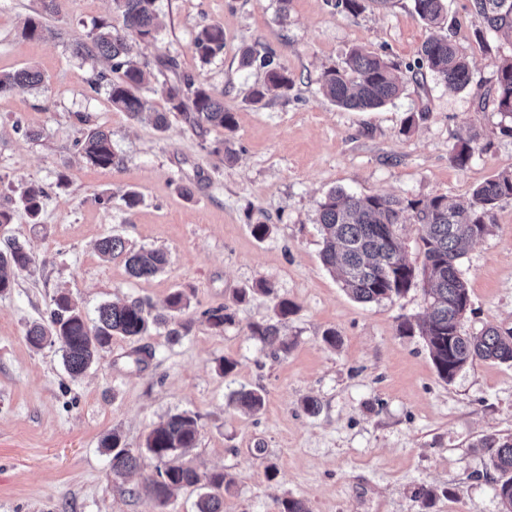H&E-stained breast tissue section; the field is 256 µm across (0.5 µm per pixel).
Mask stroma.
<instances>
[{
  "label": "stroma",
  "instance_id": "obj_1",
  "mask_svg": "<svg viewBox=\"0 0 512 512\" xmlns=\"http://www.w3.org/2000/svg\"><path fill=\"white\" fill-rule=\"evenodd\" d=\"M444 4L469 85L454 91L429 75L393 103L358 112L325 97L322 76L357 48L401 68L414 62L430 30L413 0L383 9L364 0L355 16L328 0H156L157 39L132 41L131 55L154 75L153 111L169 108L159 91L173 74L161 65L168 57L223 96L233 129L202 133L174 116L157 130L90 89L107 64L74 56L71 45L89 42L99 22L121 26L113 0H59L40 38L22 33L38 0H0V73L33 67L44 76L0 96V210L13 214L0 241L26 243L35 259L0 294V512H157L140 490L155 460L117 477L100 442L116 431L127 447H143L154 425L180 412L197 419L189 460L233 480L224 512H279L286 498L309 512H501L480 441L512 436V365L477 360L443 381L422 336L400 328L424 314L421 287L360 303L321 259L319 207L331 191L452 203L512 171V120L494 103L476 105L493 88L496 62L512 56V38L490 31L472 0ZM211 24L223 26L224 49L204 61L192 43ZM247 46L288 71V92L249 100L265 71L240 67ZM19 119L41 138L16 133ZM91 124L111 132L118 165L95 167L79 154ZM472 132L480 139L458 167L452 147ZM223 139L232 158L212 152ZM32 185L45 193L35 223L20 202ZM130 190L140 195L131 209ZM491 222L459 264L466 336L512 327V198L497 202ZM256 224L269 225L266 238L253 235ZM111 234L166 251V268L131 277L123 259L96 249ZM176 291L189 298L178 316L191 325L186 336L171 341L161 326L138 341L114 337L77 378L57 346L37 350L25 338L61 293L91 319L101 304L135 297L161 313ZM283 298L295 306L281 324L285 354L249 331ZM217 307L233 317L220 331L202 316ZM329 331L335 344L324 340ZM223 358L235 361L232 373L219 371ZM243 388L262 393L258 412L232 403Z\"/></svg>",
  "mask_w": 512,
  "mask_h": 512
}]
</instances>
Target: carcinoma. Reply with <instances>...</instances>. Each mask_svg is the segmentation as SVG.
Instances as JSON below:
<instances>
[{
    "instance_id": "1",
    "label": "carcinoma",
    "mask_w": 512,
    "mask_h": 512,
    "mask_svg": "<svg viewBox=\"0 0 512 512\" xmlns=\"http://www.w3.org/2000/svg\"><path fill=\"white\" fill-rule=\"evenodd\" d=\"M414 11L421 21L435 30L424 42L419 57L405 69L386 62L365 49H355L341 69L324 72L322 90L340 107L350 110H374L400 97L405 84L419 80L423 70L438 77L447 87L463 89L470 83L466 56L443 33L448 26L443 0H413ZM123 18V29L100 22L92 32V48L110 65L111 75L98 73L90 82L92 90L104 89L112 105L133 118L151 111L150 99L141 93L151 83L150 73L128 58V37L142 42L156 40V0H114ZM477 14L488 27L512 37V0H473ZM224 49V29L219 24L203 28L193 41V50L209 59ZM266 69L263 83L251 91V100L259 102L266 96L286 91L293 80L288 71L274 60L257 57L251 47L241 50L240 65L255 62ZM173 73L174 83L164 85L169 112L155 113V126L163 130L168 114H179L193 127L204 131L210 127L230 129L234 125L231 112L224 108V98L214 94L194 76L178 72L174 59L162 61ZM43 75L33 67L0 73V95L40 86ZM494 102L497 110L512 118V58L496 63ZM478 134L459 139L453 147V162L463 168L472 158V144ZM88 163L110 168L119 163L112 150L109 133L90 127L83 139L76 142ZM44 192L31 187L23 195L24 209L35 220L43 207ZM503 198H512V172H502L478 185L471 198L463 204L450 205L441 196L426 201H405L395 196H357L342 190L329 193L320 205L319 224L323 239L322 261L353 299L362 303L391 300L423 283L427 314L415 323L402 327L418 331L429 350L438 376L450 382L467 364L476 360H493L512 364V327H489L478 336L460 333L461 317L469 308L466 282L458 268L466 244L491 231L490 212ZM420 227L419 248L423 265L418 268L404 255L399 230L405 215ZM99 253L108 259L124 258L129 274L146 278L162 272L168 264L166 252L160 249L132 250L123 238L110 235L98 242ZM34 263L32 252L23 244L8 240L0 248V293L13 288L17 273ZM170 315H154L143 300L134 298L122 303L101 305L93 324H88L71 299L60 294L52 300L46 322L34 323L26 331L28 343L39 349L47 341L59 345L64 367L75 378L95 361L100 351L110 346L112 337L138 339L150 333L155 325L175 322L169 330L171 339L186 335L190 326L175 321V314L189 306L181 292L167 299ZM208 324L221 329L233 321L225 308L203 312ZM251 336L263 343L279 342V350L288 353V341L279 337L275 323H257L250 327ZM234 401L242 408L257 412L263 406V395L257 390H240ZM196 418L177 413L154 426L145 438V450L126 447L119 434L102 440L111 456L112 474L124 475L143 466V453L160 463L156 476L148 480L147 489L159 508L168 506L173 492L186 486L200 485L207 489L197 503L198 512H223L224 489L230 480L222 471L200 472L184 461L187 449L197 442ZM490 451L492 467L500 473L497 494L503 512H512V438L486 437L480 441Z\"/></svg>"
}]
</instances>
